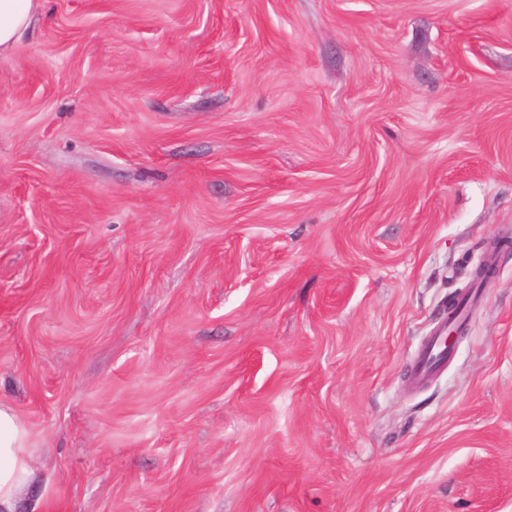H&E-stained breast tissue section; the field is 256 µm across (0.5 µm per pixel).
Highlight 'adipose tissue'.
<instances>
[{"mask_svg": "<svg viewBox=\"0 0 512 512\" xmlns=\"http://www.w3.org/2000/svg\"><path fill=\"white\" fill-rule=\"evenodd\" d=\"M47 0H0V56L31 34ZM28 430L12 408L0 405V512H16L32 482Z\"/></svg>", "mask_w": 512, "mask_h": 512, "instance_id": "obj_1", "label": "adipose tissue"}]
</instances>
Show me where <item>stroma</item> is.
Here are the masks:
<instances>
[{
    "label": "stroma",
    "instance_id": "35a3bbf8",
    "mask_svg": "<svg viewBox=\"0 0 512 512\" xmlns=\"http://www.w3.org/2000/svg\"><path fill=\"white\" fill-rule=\"evenodd\" d=\"M0 403L17 512H512V0H51L0 57ZM464 331L465 328H448V322L442 323L440 330L430 337L429 344L420 350L415 361L413 369L416 385L424 383L448 363L449 349L455 348ZM445 339L449 349L446 347ZM28 430L9 406L0 404V511L16 512L21 492L34 471L27 448Z\"/></svg>",
    "mask_w": 512,
    "mask_h": 512
}]
</instances>
